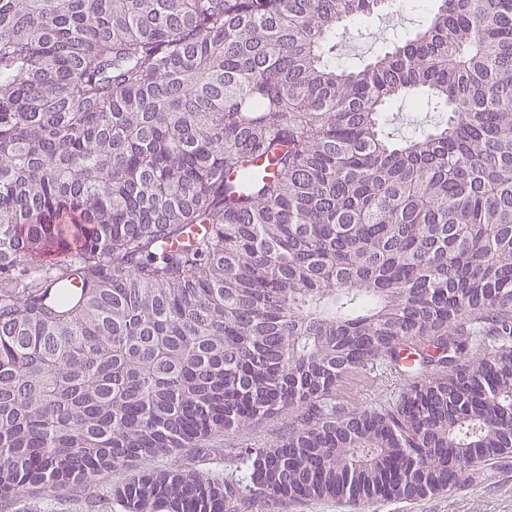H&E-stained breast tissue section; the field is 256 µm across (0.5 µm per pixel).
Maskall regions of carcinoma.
I'll return each instance as SVG.
<instances>
[{"instance_id": "1", "label": "carcinoma", "mask_w": 512, "mask_h": 512, "mask_svg": "<svg viewBox=\"0 0 512 512\" xmlns=\"http://www.w3.org/2000/svg\"><path fill=\"white\" fill-rule=\"evenodd\" d=\"M0 0V499L171 463L125 512H354L512 456V0ZM447 115L421 138L383 109ZM384 366L393 404L336 384ZM292 419L269 448L230 447ZM392 11L343 21L336 30L333 61L339 68L356 67L374 55L384 52L394 43L404 41L426 21L435 7V0L424 1L419 10H409L402 1L394 0ZM413 1H406L407 4ZM287 418L263 421L234 438L235 442L265 446L273 443L276 434L282 430ZM238 512H354L336 500H286L275 509H269L260 500L251 501L238 509Z\"/></svg>"}]
</instances>
